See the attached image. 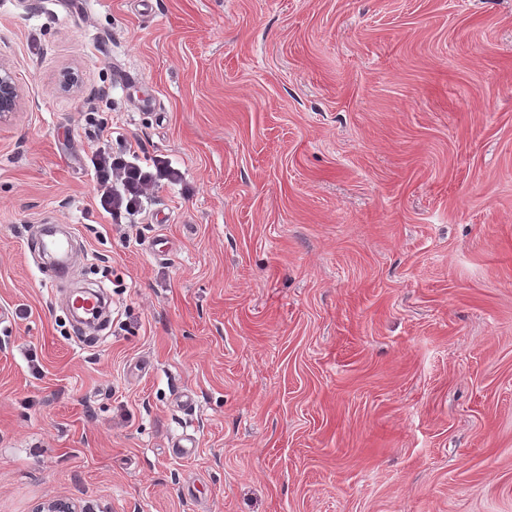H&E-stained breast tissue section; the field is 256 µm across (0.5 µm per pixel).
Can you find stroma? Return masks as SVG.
Listing matches in <instances>:
<instances>
[{
	"mask_svg": "<svg viewBox=\"0 0 512 512\" xmlns=\"http://www.w3.org/2000/svg\"><path fill=\"white\" fill-rule=\"evenodd\" d=\"M0 61V512H512V0H0ZM19 104L18 83L9 65L0 61V123L16 112ZM93 192L101 209L118 221L124 213L135 223L144 201L161 180L174 181L179 174L170 164L156 160L153 169L144 168L122 156H112L104 148L92 152Z\"/></svg>",
	"mask_w": 512,
	"mask_h": 512,
	"instance_id": "35a3bbf8",
	"label": "stroma"
}]
</instances>
